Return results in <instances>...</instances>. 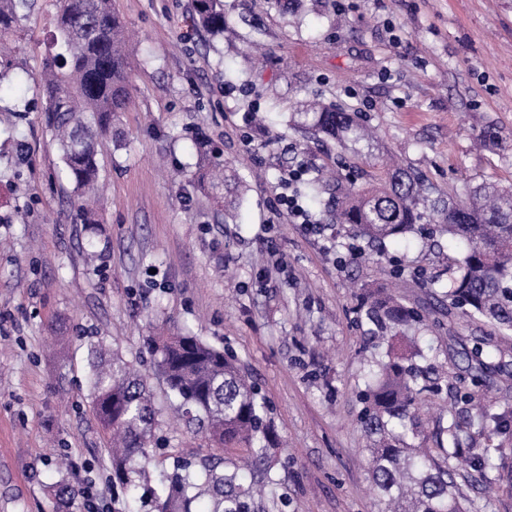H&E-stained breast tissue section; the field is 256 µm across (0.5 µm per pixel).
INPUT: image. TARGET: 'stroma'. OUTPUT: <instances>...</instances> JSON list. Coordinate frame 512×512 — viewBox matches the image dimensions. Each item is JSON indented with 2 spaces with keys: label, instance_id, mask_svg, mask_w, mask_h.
Instances as JSON below:
<instances>
[{
  "label": "stroma",
  "instance_id": "obj_1",
  "mask_svg": "<svg viewBox=\"0 0 512 512\" xmlns=\"http://www.w3.org/2000/svg\"><path fill=\"white\" fill-rule=\"evenodd\" d=\"M194 0H112L138 32L134 106L122 142L101 139V221L82 224L47 126L37 83L52 48L56 0H38L8 42L0 87V512H69L58 482L112 512V467L86 383L89 347L148 369L141 348L159 317L234 355L258 384L282 442L277 475L286 512H379L359 424L367 328L356 288L397 283L428 302L414 278L459 252L440 242L392 248L404 267L352 256L329 195L313 198L289 171L325 169L363 183L400 160L432 196L512 185V0H224V34L193 22ZM356 113L375 139L353 153L286 124L300 100ZM244 181L237 219L195 187L200 145ZM293 192L323 235L280 215ZM99 258L87 263V250ZM483 323L423 330L446 383L424 396L428 448L448 416L456 361ZM170 455L195 457L201 439L166 415ZM487 472L458 466L468 512H512V484L486 492Z\"/></svg>",
  "mask_w": 512,
  "mask_h": 512
}]
</instances>
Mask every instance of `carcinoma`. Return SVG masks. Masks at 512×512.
<instances>
[{
    "mask_svg": "<svg viewBox=\"0 0 512 512\" xmlns=\"http://www.w3.org/2000/svg\"><path fill=\"white\" fill-rule=\"evenodd\" d=\"M36 0H0V53ZM195 19L213 35L224 34L222 0H195ZM53 51L45 58L40 85L48 127L73 185L76 218L96 224L98 142L112 133L128 110L130 58L126 22L111 0H60ZM289 127L355 145L365 139L361 123L337 106L296 112ZM199 189L235 216L240 182L207 154L200 155ZM319 196L340 195L332 221L379 250L409 236L441 237L464 247L448 265V277L425 280L421 287L438 302L409 304L369 282L357 292L358 317L370 325L375 347L370 382L362 393L359 423L370 453V482L381 512H466L457 494L448 457L437 459L423 447L417 418L422 393L440 379L438 369L420 363L419 342L406 331L444 313L448 322L479 320L498 335L493 343L473 339L463 352L473 387H490L489 375L512 380V190L482 183L465 201L432 199L422 181L393 165L371 183L345 189L312 179ZM145 348L167 392L170 409L201 436L210 453L173 458L161 472L151 466L159 409L145 375L123 356L100 343L90 348L89 389L112 464V483L120 486L113 512H281L272 471L278 462L276 433L257 385L233 356L183 332L148 336ZM462 429L446 433L458 457ZM484 469L512 481V466L480 457Z\"/></svg>",
    "mask_w": 512,
    "mask_h": 512,
    "instance_id": "obj_1",
    "label": "carcinoma"
}]
</instances>
